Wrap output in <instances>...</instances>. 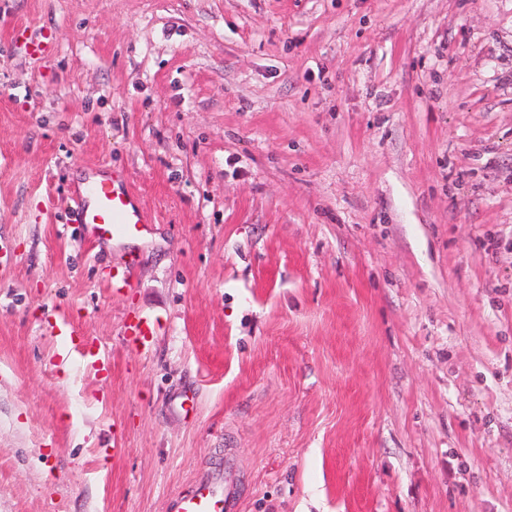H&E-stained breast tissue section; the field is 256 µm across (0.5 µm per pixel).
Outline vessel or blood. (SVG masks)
I'll use <instances>...</instances> for the list:
<instances>
[{
    "mask_svg": "<svg viewBox=\"0 0 512 512\" xmlns=\"http://www.w3.org/2000/svg\"><path fill=\"white\" fill-rule=\"evenodd\" d=\"M76 209L90 238L121 244L140 237L151 224V217L132 200L130 191L116 180L103 179L79 192ZM80 329L61 321L56 335L60 352L80 353L97 371L110 372L111 362L100 351L84 348ZM237 476L233 471L206 472L198 476L192 489L178 494L173 512H235Z\"/></svg>",
    "mask_w": 512,
    "mask_h": 512,
    "instance_id": "vessel-or-blood-1",
    "label": "vessel or blood"
}]
</instances>
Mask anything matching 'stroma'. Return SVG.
<instances>
[{
	"label": "stroma",
	"mask_w": 512,
	"mask_h": 512,
	"mask_svg": "<svg viewBox=\"0 0 512 512\" xmlns=\"http://www.w3.org/2000/svg\"><path fill=\"white\" fill-rule=\"evenodd\" d=\"M0 244V512H512V0H0ZM75 209L94 241L122 244L140 237L152 222L133 202L130 191L113 178L88 184L78 193ZM56 335L59 340L61 356L69 357L72 352H79L83 358L90 361L97 372H110L111 362L109 358L102 355L99 349L84 348L79 337L83 336L82 331L70 322L62 320L58 325ZM237 476L231 470L202 473L192 489L178 494L173 512H236Z\"/></svg>",
	"instance_id": "obj_1"
}]
</instances>
